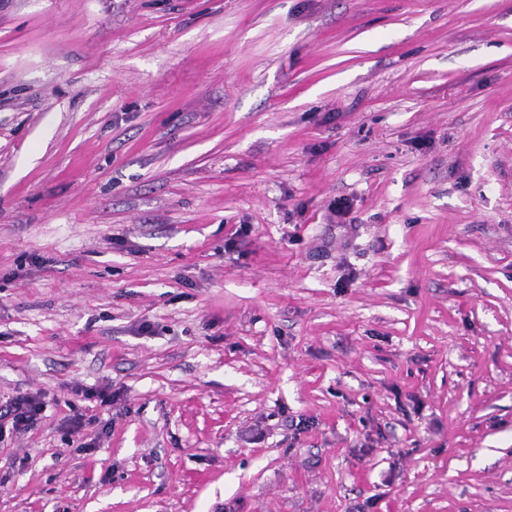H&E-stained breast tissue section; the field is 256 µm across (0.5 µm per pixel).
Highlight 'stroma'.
I'll use <instances>...</instances> for the list:
<instances>
[{"instance_id":"obj_1","label":"stroma","mask_w":512,"mask_h":512,"mask_svg":"<svg viewBox=\"0 0 512 512\" xmlns=\"http://www.w3.org/2000/svg\"><path fill=\"white\" fill-rule=\"evenodd\" d=\"M20 393L0 512H512V0H0ZM44 404L39 396L19 395L0 406V441L13 433L30 429L40 419Z\"/></svg>"}]
</instances>
